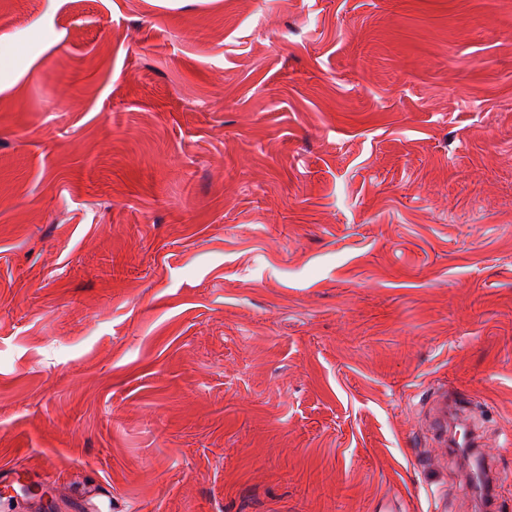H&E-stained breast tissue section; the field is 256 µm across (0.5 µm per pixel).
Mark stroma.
I'll list each match as a JSON object with an SVG mask.
<instances>
[{
  "instance_id": "obj_1",
  "label": "stroma",
  "mask_w": 512,
  "mask_h": 512,
  "mask_svg": "<svg viewBox=\"0 0 512 512\" xmlns=\"http://www.w3.org/2000/svg\"><path fill=\"white\" fill-rule=\"evenodd\" d=\"M0 469L51 512H512V0H0ZM466 398L448 391L437 394L432 406L433 425L439 434V444L445 448H482L478 430L462 416Z\"/></svg>"
}]
</instances>
